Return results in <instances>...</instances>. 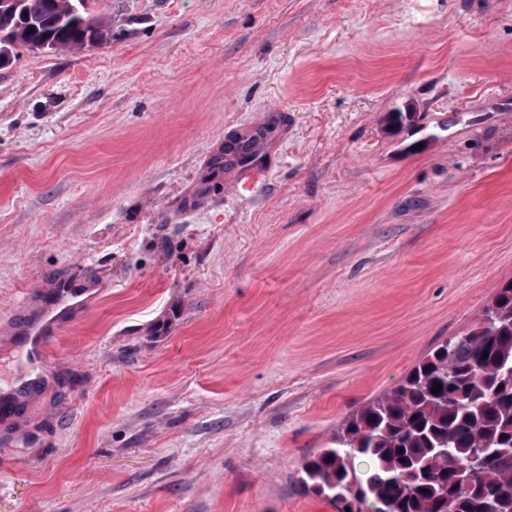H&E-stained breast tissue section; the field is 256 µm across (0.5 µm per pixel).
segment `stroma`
Segmentation results:
<instances>
[{"mask_svg": "<svg viewBox=\"0 0 512 512\" xmlns=\"http://www.w3.org/2000/svg\"><path fill=\"white\" fill-rule=\"evenodd\" d=\"M94 11L0 69V391L99 287L0 421V512H335L304 461L512 279V0ZM259 138H262V134L239 138L231 145L224 147V155L226 156L229 150H233L237 155L238 162H246L253 159L261 146ZM232 145L234 146L232 147ZM96 291L95 288L76 289L67 284L60 291L57 302L42 312L26 329L22 337V347L26 356L43 369L59 329L68 323L70 317Z\"/></svg>", "mask_w": 512, "mask_h": 512, "instance_id": "1", "label": "stroma"}]
</instances>
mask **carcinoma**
Listing matches in <instances>:
<instances>
[{"label": "carcinoma", "instance_id": "obj_1", "mask_svg": "<svg viewBox=\"0 0 512 512\" xmlns=\"http://www.w3.org/2000/svg\"><path fill=\"white\" fill-rule=\"evenodd\" d=\"M63 2L0 4L8 56L45 37L57 51L103 39L93 0ZM260 146L253 135L224 151L246 162ZM302 482L336 512H512V280L465 333L349 415L334 447L305 461Z\"/></svg>", "mask_w": 512, "mask_h": 512}]
</instances>
